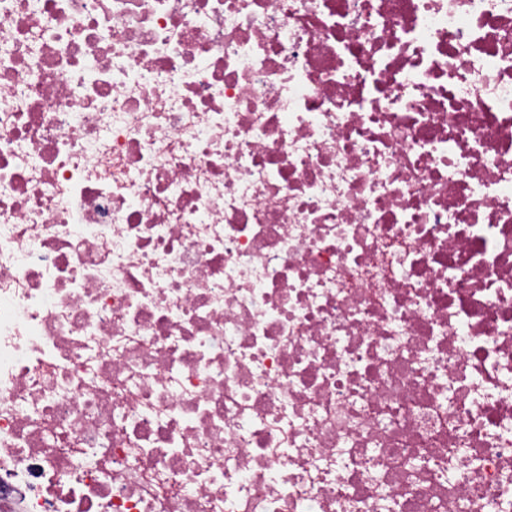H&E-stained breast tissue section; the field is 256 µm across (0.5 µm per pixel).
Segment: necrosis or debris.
Returning <instances> with one entry per match:
<instances>
[{
    "instance_id": "obj_1",
    "label": "necrosis or debris",
    "mask_w": 512,
    "mask_h": 512,
    "mask_svg": "<svg viewBox=\"0 0 512 512\" xmlns=\"http://www.w3.org/2000/svg\"><path fill=\"white\" fill-rule=\"evenodd\" d=\"M0 512H512V0H0Z\"/></svg>"
}]
</instances>
